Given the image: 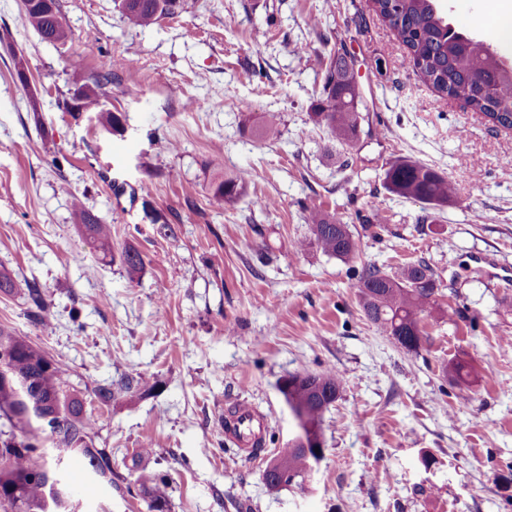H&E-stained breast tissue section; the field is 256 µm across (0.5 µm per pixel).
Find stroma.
Returning <instances> with one entry per match:
<instances>
[{"label":"stroma","mask_w":512,"mask_h":512,"mask_svg":"<svg viewBox=\"0 0 512 512\" xmlns=\"http://www.w3.org/2000/svg\"><path fill=\"white\" fill-rule=\"evenodd\" d=\"M66 43L27 26L0 0V326L38 344L84 399L135 377L141 391L97 410L95 445L119 478L94 487L77 465L65 482L81 512H148L125 463L151 447L172 512H512V130L436 93L367 0H184L173 18L131 27L121 0H57ZM512 0H445L448 20L512 63L496 32ZM352 62L360 129L343 144L310 106L333 58ZM115 60L100 100L124 131L67 112L101 57ZM26 80H19L18 70ZM277 115L280 136L255 126ZM452 182L429 209L389 192L398 160ZM247 175L215 206L218 173ZM130 245L138 272L103 255L72 203ZM344 217L357 257L313 242L311 210ZM426 262L438 308L419 351L365 317L364 266ZM50 329L29 316V286ZM464 363L469 377L446 368ZM343 381L323 416L324 459L304 487L269 489L265 459L224 441L225 402L267 418L266 450L295 422L279 390L298 372Z\"/></svg>","instance_id":"obj_1"}]
</instances>
